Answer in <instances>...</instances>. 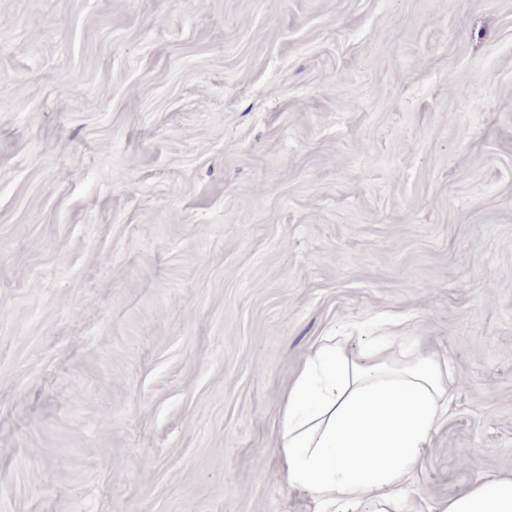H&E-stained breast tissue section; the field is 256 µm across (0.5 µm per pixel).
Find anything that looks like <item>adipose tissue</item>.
I'll return each mask as SVG.
<instances>
[{"label": "adipose tissue", "mask_w": 512, "mask_h": 512, "mask_svg": "<svg viewBox=\"0 0 512 512\" xmlns=\"http://www.w3.org/2000/svg\"><path fill=\"white\" fill-rule=\"evenodd\" d=\"M341 337L312 347L283 398L277 453L308 512H408L418 465L453 400L447 361L414 350L396 366L343 359ZM433 512H512V479H491Z\"/></svg>", "instance_id": "1"}]
</instances>
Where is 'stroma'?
<instances>
[{
  "instance_id": "obj_1",
  "label": "stroma",
  "mask_w": 512,
  "mask_h": 512,
  "mask_svg": "<svg viewBox=\"0 0 512 512\" xmlns=\"http://www.w3.org/2000/svg\"><path fill=\"white\" fill-rule=\"evenodd\" d=\"M379 321L454 378L411 512L512 478V0H0V512H306Z\"/></svg>"
}]
</instances>
